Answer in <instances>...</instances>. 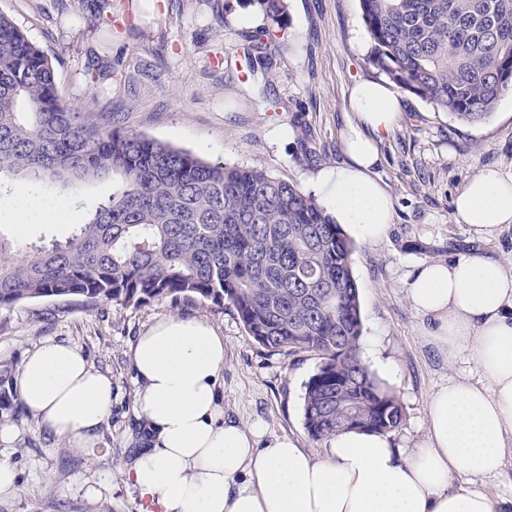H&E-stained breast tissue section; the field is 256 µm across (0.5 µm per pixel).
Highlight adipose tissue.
I'll use <instances>...</instances> for the list:
<instances>
[{"label": "adipose tissue", "instance_id": "ef3b65f1", "mask_svg": "<svg viewBox=\"0 0 512 512\" xmlns=\"http://www.w3.org/2000/svg\"><path fill=\"white\" fill-rule=\"evenodd\" d=\"M342 131L344 165L317 176L318 200L355 237L385 238L393 203L375 179L379 144L399 118L388 83H358ZM474 235L512 224V177L486 169L456 196ZM412 307L449 358L466 354L478 379L452 377L427 404L425 439L400 456L388 437L350 431L317 457L262 426L224 416V338L206 322L165 316L138 337L133 359L141 446L123 471L143 512H497L489 495L449 490L452 473L498 475L512 460V264L481 254L425 262L407 284ZM14 383L41 425L94 441L112 408V382L69 344L28 351Z\"/></svg>", "mask_w": 512, "mask_h": 512}]
</instances>
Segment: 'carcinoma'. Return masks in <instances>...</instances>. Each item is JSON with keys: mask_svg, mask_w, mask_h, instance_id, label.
<instances>
[{"mask_svg": "<svg viewBox=\"0 0 512 512\" xmlns=\"http://www.w3.org/2000/svg\"><path fill=\"white\" fill-rule=\"evenodd\" d=\"M242 2L271 20L244 48L249 70L269 71L288 39L285 0ZM360 8L368 63L435 112L478 126L512 90V0H360ZM15 177L67 197L110 178L112 193L63 243L0 235V309L45 298L227 305L266 351L319 359L303 396L313 442L401 427L399 398L361 356L353 242L316 197L71 107L48 54L0 12V188Z\"/></svg>", "mask_w": 512, "mask_h": 512, "instance_id": "obj_1", "label": "carcinoma"}]
</instances>
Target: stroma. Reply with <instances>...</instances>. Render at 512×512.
<instances>
[{
  "instance_id": "1",
  "label": "stroma",
  "mask_w": 512,
  "mask_h": 512,
  "mask_svg": "<svg viewBox=\"0 0 512 512\" xmlns=\"http://www.w3.org/2000/svg\"><path fill=\"white\" fill-rule=\"evenodd\" d=\"M292 37L270 72L240 78L226 56L240 52L258 11L239 0H0L28 39L53 58L67 104L115 115L120 128L211 161L255 167L314 192L316 175L343 165L341 133L354 118L353 84L381 79L367 59L372 44L359 0H286ZM403 120L380 145L377 178L394 208L387 236L355 241L352 269L362 318L361 354L394 388L405 411L390 435L410 453L427 432V402L448 377L477 378L473 364L448 361L431 344L409 303L406 283L421 263L477 252L512 261V224L476 237L453 211L466 182L488 168L512 175V92L484 124L470 126L399 95ZM29 182L0 193V233L14 239H65L107 198L101 179L68 199L56 220L19 221L18 195ZM177 315L208 322L224 338L220 391L224 414L249 427L295 439L325 455L303 424L304 385L318 361L299 352L272 355L244 330L232 309L184 300L141 308L109 303L95 309L45 299L0 309V374L15 378L26 352L54 339L77 347L109 377L112 409L86 448L42 428L17 394L0 399V428L15 429L0 459L15 465L19 490L0 497V512H139L140 497L121 471L143 435L136 415L135 342L157 319ZM449 489L468 487L512 500V462L494 478L454 473Z\"/></svg>"
}]
</instances>
